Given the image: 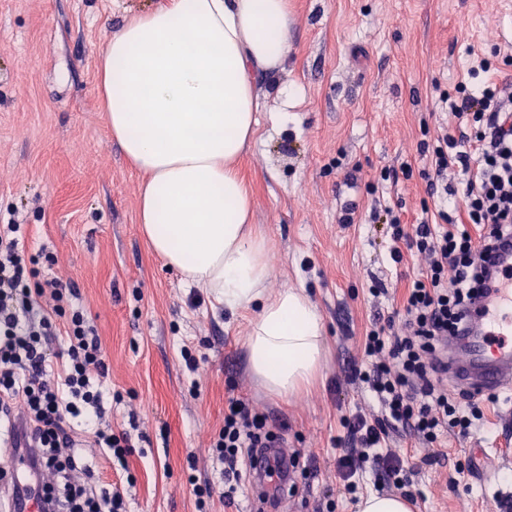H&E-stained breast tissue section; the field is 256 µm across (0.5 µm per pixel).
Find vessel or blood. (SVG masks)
<instances>
[{"instance_id": "vessel-or-blood-1", "label": "vessel or blood", "mask_w": 512, "mask_h": 512, "mask_svg": "<svg viewBox=\"0 0 512 512\" xmlns=\"http://www.w3.org/2000/svg\"><path fill=\"white\" fill-rule=\"evenodd\" d=\"M450 378L481 395L512 385V279L479 298L469 334L449 339L441 351Z\"/></svg>"}]
</instances>
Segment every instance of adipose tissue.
I'll return each instance as SVG.
<instances>
[{"mask_svg":"<svg viewBox=\"0 0 512 512\" xmlns=\"http://www.w3.org/2000/svg\"><path fill=\"white\" fill-rule=\"evenodd\" d=\"M290 23L288 0H161L112 30L98 65L107 126L143 176L148 247L225 309L254 307L248 366L280 397L321 369V317L304 289L268 294L236 162L257 135L255 77L285 63Z\"/></svg>","mask_w":512,"mask_h":512,"instance_id":"adipose-tissue-1","label":"adipose tissue"}]
</instances>
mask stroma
<instances>
[{"instance_id":"1","label":"stroma","mask_w":512,"mask_h":512,"mask_svg":"<svg viewBox=\"0 0 512 512\" xmlns=\"http://www.w3.org/2000/svg\"><path fill=\"white\" fill-rule=\"evenodd\" d=\"M158 0H0V221L16 216L32 248L56 259V274L79 290L109 367L105 419L125 429L133 454L117 474L95 448L85 455L102 484L117 486L127 512H197L194 486L212 485L208 512H259L260 488L242 483L224 504V473L210 440L229 398L287 424L288 455L308 470L282 512H357L377 492L371 470L355 494L339 475L343 420L368 408L347 376L361 360L373 320L398 311L419 256L389 260L378 203L404 224L436 213L420 151L424 128L445 122L441 98L471 83L468 53L491 58L487 82L512 76V0H289L288 58L258 75V137L240 169L254 203L253 226L268 241L269 294L305 289L322 318L325 360L288 398L251 376L245 339L254 310L235 313L204 288L186 285L149 250L136 222L140 174L123 159L100 108L98 58L112 29ZM294 105L273 122L280 89ZM411 167L392 187L381 169ZM354 223H341L348 205ZM383 282L387 295L371 288ZM197 360L189 370L181 356ZM512 389L483 400L488 424L427 446L390 434L424 492L412 512H502L512 496Z\"/></svg>"}]
</instances>
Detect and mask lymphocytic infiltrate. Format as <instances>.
<instances>
[{
  "label": "lymphocytic infiltrate",
  "mask_w": 512,
  "mask_h": 512,
  "mask_svg": "<svg viewBox=\"0 0 512 512\" xmlns=\"http://www.w3.org/2000/svg\"><path fill=\"white\" fill-rule=\"evenodd\" d=\"M506 84H460L444 101L453 118L433 142L421 143L430 156L427 192L445 200L437 224H403L384 208L393 246L389 258L401 265L405 253L425 261L409 284L404 319L377 318L366 335L364 360L350 366L380 409L345 418L339 457L348 492L355 477L372 469L380 486L403 490L414 500L399 454L386 447L389 433L424 443L442 434H468L485 419L476 395L449 390L438 350L445 338L464 329L470 309L489 277L487 262L495 239L512 235V94ZM462 174L459 187L447 184L450 168ZM46 250L29 252L23 225L0 224V440L30 450L31 470L41 486L42 512H126L120 493L97 487L76 433L119 467L132 452L129 431L103 421V387L109 374L96 327L76 300L78 292L53 270ZM63 339L65 354L51 352ZM282 438L265 413L241 399H229L224 426L211 446L224 466V501L231 504L242 477L268 480L273 469L255 467L258 454L280 447Z\"/></svg>",
  "instance_id": "f902f5d3"
}]
</instances>
